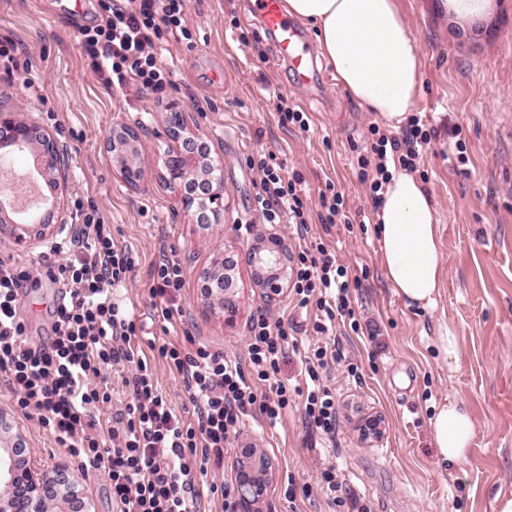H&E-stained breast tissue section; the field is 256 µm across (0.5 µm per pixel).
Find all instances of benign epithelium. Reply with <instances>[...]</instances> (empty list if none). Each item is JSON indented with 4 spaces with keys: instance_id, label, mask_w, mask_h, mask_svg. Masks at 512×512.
<instances>
[{
    "instance_id": "7a95c632",
    "label": "benign epithelium",
    "mask_w": 512,
    "mask_h": 512,
    "mask_svg": "<svg viewBox=\"0 0 512 512\" xmlns=\"http://www.w3.org/2000/svg\"><path fill=\"white\" fill-rule=\"evenodd\" d=\"M164 132L171 146L164 153L162 179L171 188L182 191V201L187 210L209 213V219L201 226L208 229L224 223V180L218 173L219 166L212 159L183 150V146L199 139V134L189 122L187 113L172 106L166 113ZM151 133L144 123L131 126L119 119L112 124L107 145L120 157V174L130 186H140V170L126 159V151L137 148L142 138ZM38 142L42 146L40 173L54 174L69 167L71 156L64 151L55 138L38 123L25 121L15 111H0V146L24 145ZM59 206L58 198L48 199L30 221L1 224L0 231L9 229L16 244L24 248L33 234L52 236L66 229L64 224H52L49 217ZM257 245L251 252V261L256 270L269 269L275 277L260 285L263 297L272 301L288 287L289 255L277 233L262 230L256 236ZM208 304L223 313L233 309V300L219 290L204 296ZM25 443L20 427H15L0 413V485H5L8 496L0 500V512H47L44 489L56 486L55 493L76 504L78 512H91L90 504L80 498L82 479L68 464L60 463L47 470H35L27 466L26 460L17 454V448ZM246 463L239 470L233 494L234 512H258L267 490V474H259L257 468H266L265 458L258 450L244 448Z\"/></svg>"
}]
</instances>
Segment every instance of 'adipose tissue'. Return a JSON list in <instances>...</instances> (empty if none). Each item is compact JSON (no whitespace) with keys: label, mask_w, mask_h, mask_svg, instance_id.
Masks as SVG:
<instances>
[{"label":"adipose tissue","mask_w":512,"mask_h":512,"mask_svg":"<svg viewBox=\"0 0 512 512\" xmlns=\"http://www.w3.org/2000/svg\"><path fill=\"white\" fill-rule=\"evenodd\" d=\"M288 15L314 26L321 56L351 100L397 131L412 114L421 58L398 0H285ZM375 211L381 263L406 307L434 310L440 298L437 209L416 173L389 166ZM431 438L441 461L469 456L476 425L465 402L446 396L433 408Z\"/></svg>","instance_id":"obj_1"}]
</instances>
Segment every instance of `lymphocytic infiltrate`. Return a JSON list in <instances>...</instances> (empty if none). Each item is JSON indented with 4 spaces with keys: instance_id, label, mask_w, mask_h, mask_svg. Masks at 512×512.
Returning a JSON list of instances; mask_svg holds the SVG:
<instances>
[{
    "instance_id": "1",
    "label": "lymphocytic infiltrate",
    "mask_w": 512,
    "mask_h": 512,
    "mask_svg": "<svg viewBox=\"0 0 512 512\" xmlns=\"http://www.w3.org/2000/svg\"><path fill=\"white\" fill-rule=\"evenodd\" d=\"M97 23L79 29L78 44L106 87L163 90L171 74L161 57L168 40L191 39L184 24L183 0H98ZM433 137L421 117L413 115L401 135H379L370 153L360 156L370 171L369 189L381 202L387 164L395 161L417 170ZM255 209L268 225L289 217L301 239L292 270L291 289L298 307H315L312 329L328 339L336 320L348 315L350 284L335 251L308 239L300 175L288 174L275 154L258 162ZM78 221L73 233L52 241L47 254L23 262L0 257V377L17 405L33 411L49 427L82 473L102 474L112 489L115 512H195L202 495L231 500L233 487L209 481L208 473L224 466L228 439L242 416L259 410L276 422L292 396L302 399L306 442L336 435V395L322 377L328 364L324 345L303 359L304 386L290 387L277 373L298 332L284 318H253L248 328L250 365L225 358L196 342L149 341L140 345L138 323L119 293L133 277L134 259L117 246L95 203L75 200ZM58 284L61 294L52 311L48 344L32 345L20 313L19 290L41 280ZM183 270L176 250L154 264L149 290L152 307L174 323ZM165 361L181 376L193 406L194 421L177 415L159 392L150 357ZM118 371L127 395L123 408L101 422V405L112 400L99 384L105 370ZM267 391H260V384Z\"/></svg>"
}]
</instances>
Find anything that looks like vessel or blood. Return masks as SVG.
I'll list each match as a JSON object with an SVG mask.
<instances>
[{
    "label": "vessel or blood",
    "mask_w": 512,
    "mask_h": 512,
    "mask_svg": "<svg viewBox=\"0 0 512 512\" xmlns=\"http://www.w3.org/2000/svg\"><path fill=\"white\" fill-rule=\"evenodd\" d=\"M252 9L275 40L277 58L287 63L299 82L314 76V61L297 24L285 12L282 0H253Z\"/></svg>",
    "instance_id": "b4317fda"
}]
</instances>
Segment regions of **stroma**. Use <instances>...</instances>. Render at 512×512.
<instances>
[{
	"instance_id": "1",
	"label": "stroma",
	"mask_w": 512,
	"mask_h": 512,
	"mask_svg": "<svg viewBox=\"0 0 512 512\" xmlns=\"http://www.w3.org/2000/svg\"><path fill=\"white\" fill-rule=\"evenodd\" d=\"M98 0H0V41L22 47L40 85L30 90L0 69V106L20 108L25 119L51 129L71 154L65 172L47 182L35 169L33 145L10 158L12 172L34 180L43 196L59 191V220L69 221L75 199L96 203L117 245L135 260L127 302L146 334L165 338L154 316L150 271L162 250L175 248L184 267L178 304L183 329L197 342L247 362V324L260 312L310 324L311 317L284 293L273 307L260 297L250 252L254 235L240 225L254 216L253 183L260 158L273 153L304 179L310 236L335 250L348 272L353 317L336 327L341 359L329 369L339 411L330 448H311L298 410L276 425L258 412L244 416L239 439L224 452L216 483L233 482L242 442L259 448L272 465L264 512H494V499L512 494V0H399L421 57L415 112L437 132L418 175L438 207L441 297L433 311L409 309L385 279L369 188L358 159L366 153L376 120L339 87L334 70L317 59L319 81L293 82L276 57L272 37L251 11L250 0H184L193 37L170 44L171 84L154 93L106 88L89 67L76 27L92 21ZM307 112L308 131L281 125L276 95ZM188 112L224 174V227L200 229L161 179L164 140L148 137L139 148L142 189L126 186L118 158L106 143L115 115L134 124L148 119L162 130L172 104ZM56 113L48 121L47 113ZM466 144L464 170L443 152L448 131ZM342 193L347 220L321 222L319 194ZM236 256L232 321L213 313L200 292V273L217 251ZM57 285L21 289L20 311L33 343L51 334L47 307ZM452 331L460 361L449 371L439 336ZM357 376H349V365ZM467 404L477 430L466 462L444 465L430 438L433 405L448 394ZM0 413L20 423L33 451L30 465L67 460L65 449L36 417L15 405L0 382ZM380 418L382 433L364 438L361 427ZM336 465L344 477L342 505L315 485ZM312 486L287 501L288 480Z\"/></svg>"
}]
</instances>
